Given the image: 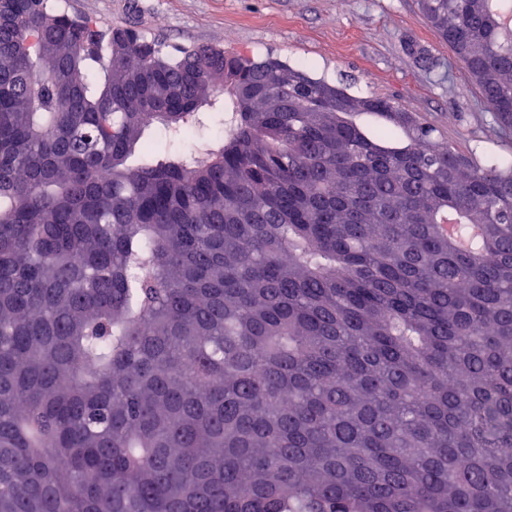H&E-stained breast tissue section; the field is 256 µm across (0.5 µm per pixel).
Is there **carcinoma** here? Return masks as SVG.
Returning <instances> with one entry per match:
<instances>
[{"instance_id": "1", "label": "carcinoma", "mask_w": 512, "mask_h": 512, "mask_svg": "<svg viewBox=\"0 0 512 512\" xmlns=\"http://www.w3.org/2000/svg\"><path fill=\"white\" fill-rule=\"evenodd\" d=\"M420 8L512 127V0ZM0 12V512H512L511 167L279 59ZM220 86L223 136L149 144Z\"/></svg>"}]
</instances>
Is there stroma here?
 I'll list each match as a JSON object with an SVG mask.
<instances>
[{"label":"stroma","mask_w":512,"mask_h":512,"mask_svg":"<svg viewBox=\"0 0 512 512\" xmlns=\"http://www.w3.org/2000/svg\"><path fill=\"white\" fill-rule=\"evenodd\" d=\"M171 49L216 46L277 57L361 98L391 100L483 168L512 164L502 130L417 0H67Z\"/></svg>","instance_id":"obj_1"}]
</instances>
